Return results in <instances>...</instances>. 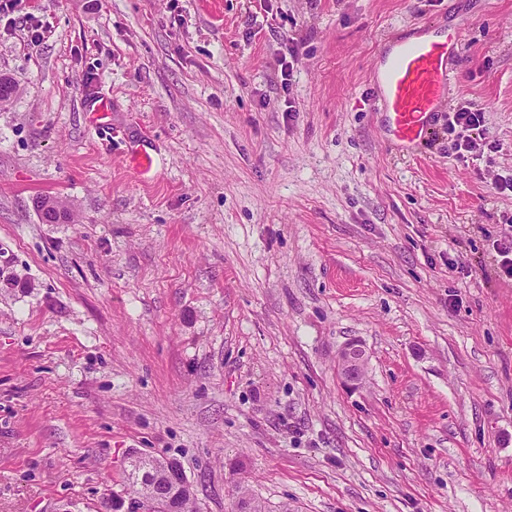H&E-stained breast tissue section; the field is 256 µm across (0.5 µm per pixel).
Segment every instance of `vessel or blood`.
Listing matches in <instances>:
<instances>
[{"mask_svg": "<svg viewBox=\"0 0 512 512\" xmlns=\"http://www.w3.org/2000/svg\"><path fill=\"white\" fill-rule=\"evenodd\" d=\"M458 32L397 39L383 56L375 81L387 133L396 144L417 145L433 116L446 104L449 61L459 42Z\"/></svg>", "mask_w": 512, "mask_h": 512, "instance_id": "vessel-or-blood-1", "label": "vessel or blood"}]
</instances>
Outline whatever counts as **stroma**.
<instances>
[{
    "label": "stroma",
    "mask_w": 512,
    "mask_h": 512,
    "mask_svg": "<svg viewBox=\"0 0 512 512\" xmlns=\"http://www.w3.org/2000/svg\"><path fill=\"white\" fill-rule=\"evenodd\" d=\"M418 26L496 149L389 140ZM1 75L0 512H100L134 455L199 512H512V0H15ZM364 353L357 346L343 349L339 355V364L344 381L350 386L361 383L364 374Z\"/></svg>",
    "instance_id": "35a3bbf8"
}]
</instances>
